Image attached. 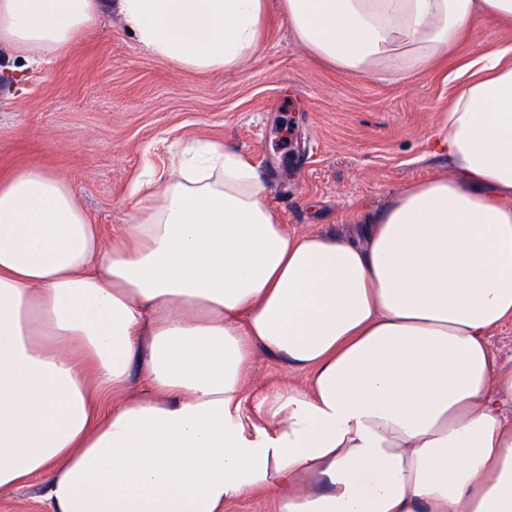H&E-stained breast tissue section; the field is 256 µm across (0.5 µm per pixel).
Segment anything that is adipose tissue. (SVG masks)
<instances>
[{
  "mask_svg": "<svg viewBox=\"0 0 512 512\" xmlns=\"http://www.w3.org/2000/svg\"><path fill=\"white\" fill-rule=\"evenodd\" d=\"M343 71L426 69L512 0H116L137 44L188 72L261 44L271 5ZM99 0H0V47L74 49ZM432 134L453 176L347 234H294L243 152L200 142L146 172L104 244L69 184L0 175V493L45 512H512V45L451 76ZM263 352L304 384L250 390ZM148 381L127 397L133 367ZM115 404L108 412L106 399ZM250 416H243V408ZM490 341L498 362L504 367H512V324L495 330ZM40 485L33 481L30 486L11 493L0 494V512H43L40 501ZM224 512H276V504L271 494H253L231 499Z\"/></svg>",
  "mask_w": 512,
  "mask_h": 512,
  "instance_id": "obj_1",
  "label": "adipose tissue"
}]
</instances>
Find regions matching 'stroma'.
Masks as SVG:
<instances>
[{
  "instance_id": "1",
  "label": "stroma",
  "mask_w": 512,
  "mask_h": 512,
  "mask_svg": "<svg viewBox=\"0 0 512 512\" xmlns=\"http://www.w3.org/2000/svg\"><path fill=\"white\" fill-rule=\"evenodd\" d=\"M102 2L78 48L21 83L3 75L0 49V170L51 168L108 238L128 222L144 162L165 169L196 140L247 154L290 232H350L393 193L451 171L429 148L453 94L448 72L512 41V25L480 18L425 71L363 76L311 54L273 9L244 64L186 73L139 48Z\"/></svg>"
}]
</instances>
